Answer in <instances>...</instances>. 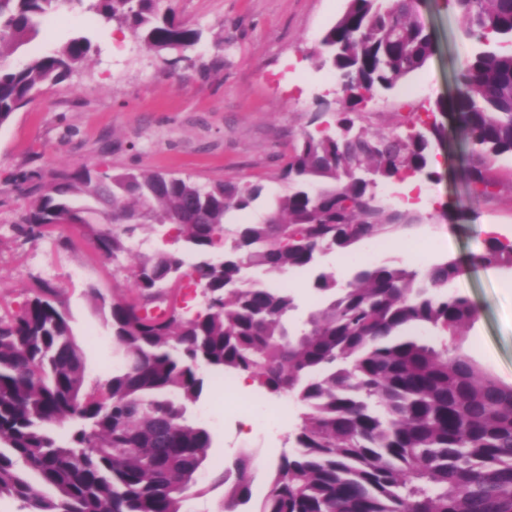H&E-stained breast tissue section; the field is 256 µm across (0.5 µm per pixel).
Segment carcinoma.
I'll return each instance as SVG.
<instances>
[{
	"instance_id": "1",
	"label": "carcinoma",
	"mask_w": 512,
	"mask_h": 512,
	"mask_svg": "<svg viewBox=\"0 0 512 512\" xmlns=\"http://www.w3.org/2000/svg\"><path fill=\"white\" fill-rule=\"evenodd\" d=\"M462 39L484 46L454 73L447 104L410 113L401 130L357 126L361 99L336 113L335 127L306 133L284 171L291 184L264 221L226 228L262 188L224 181L209 187L160 173L109 174L82 167L49 179L22 172L32 193L26 231L77 224L97 250L118 258L134 232L169 225L196 261L166 252L131 269L130 294L105 302L122 365L86 387L84 353L57 289H31L18 311L0 315V498L18 512H185L204 469L209 430L187 416L208 387L206 375H245L271 399L290 396L305 411L293 446L272 466L256 512H512V386L480 374L430 328L456 342L474 320L466 294L449 289L470 269L512 271V242L484 240L467 263L443 259L422 270L360 267L341 284L318 272L311 288L326 297L310 328L289 333L291 287L245 279L261 267L273 277L314 269L327 251L364 241L383 246L419 216L380 199L363 182L334 173L349 160L389 182L440 177L432 166L448 111L469 147V199L494 195V162L512 155V0H448ZM61 10L91 13L128 29L154 54L195 46L200 33L161 0H0V126L35 100L41 86L69 77L91 43L69 38L23 65L11 56ZM432 32L415 0H348L327 27L314 59L341 87L360 81L388 91L432 56ZM122 218V232L93 216ZM185 288L201 289L195 311ZM68 424L59 440L52 429ZM253 460L240 453L216 481L223 512L253 497Z\"/></svg>"
}]
</instances>
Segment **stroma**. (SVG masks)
<instances>
[{"mask_svg": "<svg viewBox=\"0 0 512 512\" xmlns=\"http://www.w3.org/2000/svg\"><path fill=\"white\" fill-rule=\"evenodd\" d=\"M177 18L199 30L200 42L179 59L148 52L129 31L77 11L49 16L39 37L12 60L45 52L81 34L91 41L83 67L44 87L33 102L0 126V314L16 311L29 288L57 287L73 333L84 351L88 384L120 364L113 352L107 314L87 296L96 288L113 299L125 294L137 254L171 250L165 228L136 231L133 251L117 260L99 253L81 229L56 228L45 236L24 234L21 219L29 198L14 185L23 171L43 177L80 167L119 172H165L210 186L223 181L262 186L252 209L230 213L227 224L265 219L288 189L283 177L292 147L313 130L321 100L344 111L345 96L332 72L317 68L311 54L323 30L345 11L347 0H172ZM420 17L432 31L435 52L425 66L362 109L365 128L391 130L409 107L447 99L462 57L476 49L462 40L455 12L443 0H425ZM460 142L439 146L434 166L442 178L427 182L414 199L419 226L398 232L389 247L360 243L323 258L327 269L344 265L345 277L365 264L417 269L434 258H464L480 250L488 235L512 240V158L500 157L492 174L502 187L494 200L469 203L461 175L449 174ZM297 307L287 317L290 331L305 328L322 298L310 275L288 272ZM476 307L474 322L456 345L484 374L512 385V272L480 269L456 280ZM270 400L257 395L250 410L241 399H225L223 382L207 390L191 417L212 435L204 468H223L241 451L255 453V497H262L271 461L287 448L301 411L288 400L284 420L270 418Z\"/></svg>", "mask_w": 512, "mask_h": 512, "instance_id": "35a3bbf8", "label": "stroma"}]
</instances>
